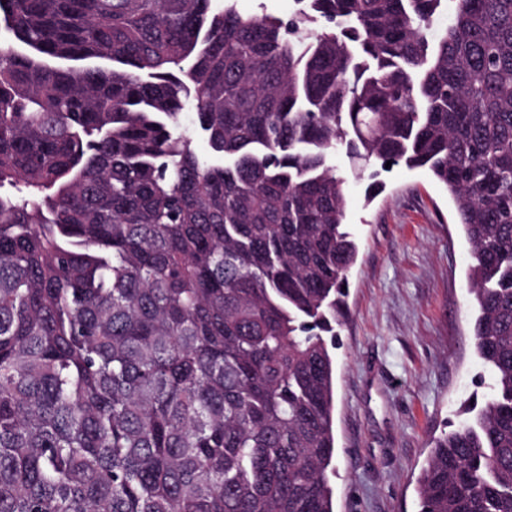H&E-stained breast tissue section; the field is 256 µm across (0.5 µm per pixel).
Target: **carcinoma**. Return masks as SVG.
Returning <instances> with one entry per match:
<instances>
[{"label":"carcinoma","mask_w":512,"mask_h":512,"mask_svg":"<svg viewBox=\"0 0 512 512\" xmlns=\"http://www.w3.org/2000/svg\"><path fill=\"white\" fill-rule=\"evenodd\" d=\"M302 3L0 0V512H334L341 149L473 257L492 383L419 512H512V0ZM236 10L244 16H274L288 19L302 7L297 0H231Z\"/></svg>","instance_id":"carcinoma-1"}]
</instances>
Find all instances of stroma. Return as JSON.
I'll return each mask as SVG.
<instances>
[{"mask_svg": "<svg viewBox=\"0 0 512 512\" xmlns=\"http://www.w3.org/2000/svg\"><path fill=\"white\" fill-rule=\"evenodd\" d=\"M343 228L359 245L336 362L335 512H418L417 478L460 401L487 393L474 356L470 246L454 204L423 170L382 172L366 201L345 153Z\"/></svg>", "mask_w": 512, "mask_h": 512, "instance_id": "stroma-1", "label": "stroma"}]
</instances>
